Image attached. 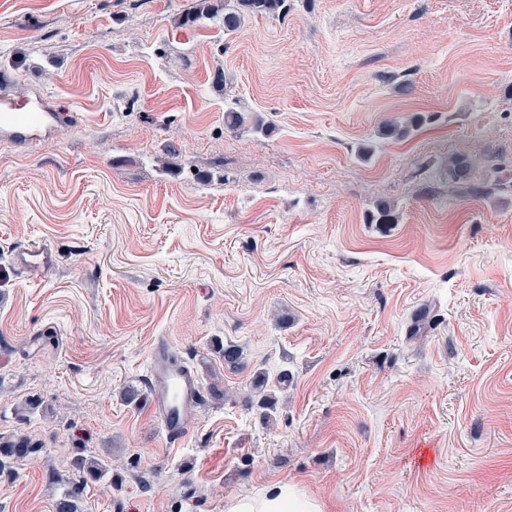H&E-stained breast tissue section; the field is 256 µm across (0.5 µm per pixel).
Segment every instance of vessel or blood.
<instances>
[{
    "instance_id": "1",
    "label": "vessel or blood",
    "mask_w": 512,
    "mask_h": 512,
    "mask_svg": "<svg viewBox=\"0 0 512 512\" xmlns=\"http://www.w3.org/2000/svg\"><path fill=\"white\" fill-rule=\"evenodd\" d=\"M13 81L12 74L0 72V145L23 149L53 138L68 120V112L40 92L31 98H13L10 93ZM13 260L23 273L39 277L56 269L59 254L45 243H33L18 249ZM150 373L155 382L154 416L170 439L185 438L190 432L186 411L200 394L197 375L189 366L178 362L173 350L164 343L153 349Z\"/></svg>"
}]
</instances>
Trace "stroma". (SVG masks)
Returning <instances> with one entry per match:
<instances>
[{"mask_svg":"<svg viewBox=\"0 0 512 512\" xmlns=\"http://www.w3.org/2000/svg\"><path fill=\"white\" fill-rule=\"evenodd\" d=\"M194 4L0 0L14 97L84 115L0 146V437L42 445L0 512H52L78 448L122 477L87 512L275 482L322 512H512V0H292L229 36L179 25ZM231 102L274 135L225 128ZM381 200L397 223H367ZM35 240L60 254L37 279L11 263ZM161 342L200 379L176 442ZM261 372L288 376L267 420Z\"/></svg>","mask_w":512,"mask_h":512,"instance_id":"obj_1","label":"stroma"}]
</instances>
